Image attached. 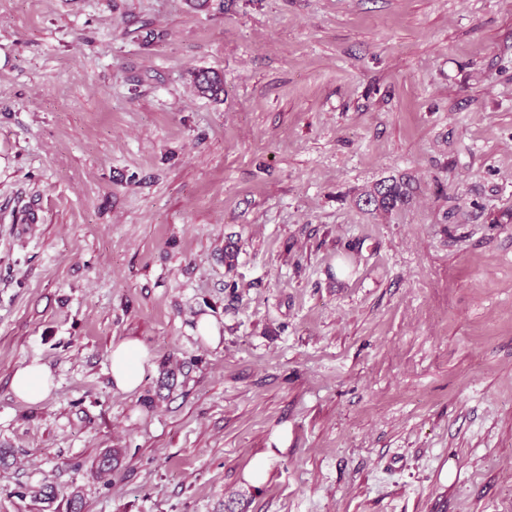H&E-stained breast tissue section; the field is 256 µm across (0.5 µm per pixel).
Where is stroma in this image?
<instances>
[{
  "label": "stroma",
  "mask_w": 512,
  "mask_h": 512,
  "mask_svg": "<svg viewBox=\"0 0 512 512\" xmlns=\"http://www.w3.org/2000/svg\"><path fill=\"white\" fill-rule=\"evenodd\" d=\"M0 450V512H512V0H0ZM409 198V184L393 182L377 184L373 190L361 196L360 201L364 206L373 208L372 210L391 213L405 205ZM151 360V352L136 339L113 343L110 373L115 387L126 393L138 390L143 381L144 370ZM12 387L20 401L37 403L43 401L51 393L54 387V377L45 365L33 359L15 371Z\"/></svg>",
  "instance_id": "obj_1"
}]
</instances>
